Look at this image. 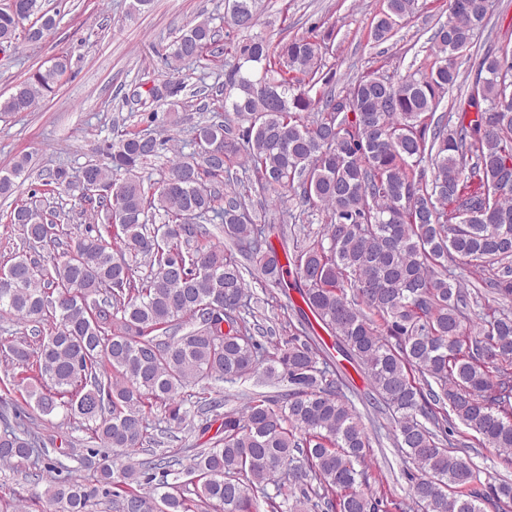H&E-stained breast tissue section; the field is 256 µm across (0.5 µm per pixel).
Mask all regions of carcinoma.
<instances>
[{
	"instance_id": "carcinoma-1",
	"label": "carcinoma",
	"mask_w": 512,
	"mask_h": 512,
	"mask_svg": "<svg viewBox=\"0 0 512 512\" xmlns=\"http://www.w3.org/2000/svg\"><path fill=\"white\" fill-rule=\"evenodd\" d=\"M14 2L0 10L1 48L36 43L56 25L40 0ZM415 2L385 0L374 41L392 38ZM461 2L449 0L437 22L428 71L371 72L338 93L327 63L334 31L274 40L252 32L257 0H225L223 20L244 38L226 44L223 98L193 152L146 187L138 171L163 141L127 131L106 163L86 166L91 181L57 170L46 185L79 191L94 220L65 243L59 213L14 207L10 224L28 248H65L48 260L19 252L0 269V314L30 329L8 345L10 361L29 372L25 395L41 416L61 412L98 444L86 457L94 479L52 467L44 496L58 512H86L98 499L117 512H187V493L216 512H257L253 491L269 485L271 512H288L296 489L320 512H385L367 488L368 433L346 375L321 357L323 340L256 339L247 277L281 287L292 269L307 309L392 410L396 445L413 465L412 502L422 512H512V483L478 490L472 464L446 448L457 420L512 453V312L489 307L478 331L467 329L480 301L448 275L450 262L487 268L489 285L512 296V53L487 51L453 115L437 113L490 12V0ZM215 37L201 20L171 43L170 58L196 62ZM67 70L64 57L32 70L0 98V112L31 111ZM319 84L326 91L312 95ZM26 169L20 157L1 173L0 195ZM254 193L266 211L294 194L300 211L288 217L321 214L320 236L290 247L285 227L275 246L251 214ZM216 220L224 243L210 240L206 224ZM259 369L289 392L253 393L225 413L219 438L192 455L189 482L165 480L182 465L174 455L136 459L143 445H161L154 407L165 411L160 434L182 430L222 405L210 382ZM13 415L0 463L38 468L41 437L19 407Z\"/></svg>"
}]
</instances>
